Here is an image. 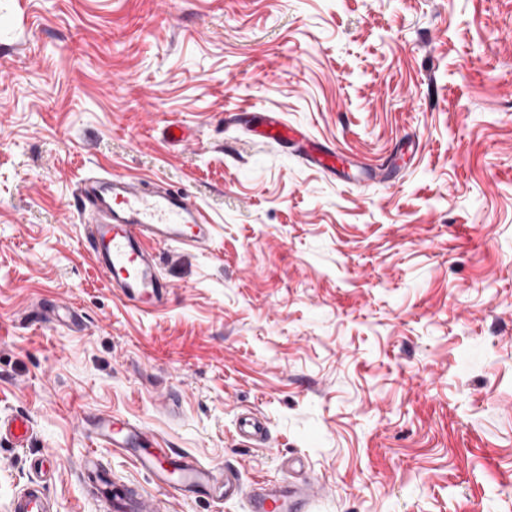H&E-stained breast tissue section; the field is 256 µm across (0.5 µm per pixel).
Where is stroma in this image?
Here are the masks:
<instances>
[{
	"label": "stroma",
	"mask_w": 512,
	"mask_h": 512,
	"mask_svg": "<svg viewBox=\"0 0 512 512\" xmlns=\"http://www.w3.org/2000/svg\"><path fill=\"white\" fill-rule=\"evenodd\" d=\"M244 110L357 170L226 122ZM104 170L215 225L209 249L156 247L161 311L93 263L74 193ZM245 408L265 446L237 438ZM18 412L0 512L37 480L56 512H104L91 450L160 512H247L259 479L317 480L310 512H512V0H0V417ZM107 414L242 495L171 497L94 449ZM246 129L253 137L263 141L294 147L303 159L314 166L336 170V153L325 150L304 132L288 125L276 112H263ZM7 432L18 447H24L31 431V420L28 416L22 414L12 415L11 417L0 420V436Z\"/></svg>",
	"instance_id": "obj_1"
}]
</instances>
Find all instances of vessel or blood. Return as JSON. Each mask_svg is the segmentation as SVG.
I'll return each mask as SVG.
<instances>
[{"label": "vessel or blood", "instance_id": "vessel-or-blood-1", "mask_svg": "<svg viewBox=\"0 0 512 512\" xmlns=\"http://www.w3.org/2000/svg\"><path fill=\"white\" fill-rule=\"evenodd\" d=\"M253 137L284 147H293L308 163L335 169V153L325 150L304 132L288 125L277 113L265 112L249 127ZM78 208L91 218L89 251L113 293L136 308L150 313L162 308L170 284L163 277L153 249L174 245L206 248L213 241V226L200 206L181 190L165 188L131 175L104 172L82 180ZM31 420L22 414L0 420V434L8 433L17 446H24ZM240 439L263 443L266 423L255 413L236 416ZM94 451L83 455L79 465L84 478L98 479L97 495L111 503L113 512H158L154 496L134 486L109 485L97 449L112 448L128 453L156 483L176 497L206 488L221 498L234 496L238 479L231 471H219L188 456L156 447L155 440L139 424L117 416L100 418L89 433ZM310 501L306 484H271L254 481L249 491L250 512H301ZM13 512H55V502L41 484L26 485L13 500Z\"/></svg>", "mask_w": 512, "mask_h": 512}]
</instances>
